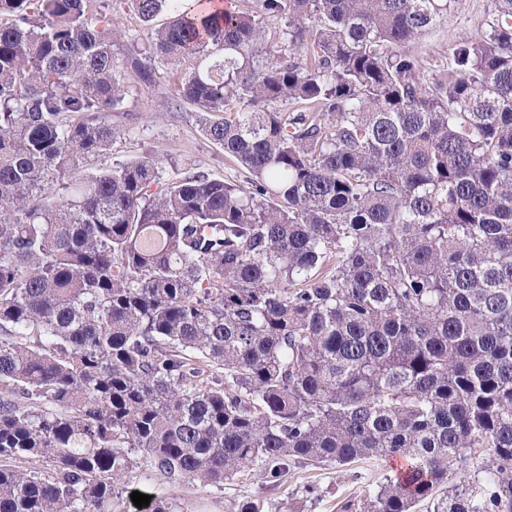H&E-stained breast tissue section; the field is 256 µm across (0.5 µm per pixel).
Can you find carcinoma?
I'll list each match as a JSON object with an SVG mask.
<instances>
[{
    "instance_id": "obj_1",
    "label": "carcinoma",
    "mask_w": 512,
    "mask_h": 512,
    "mask_svg": "<svg viewBox=\"0 0 512 512\" xmlns=\"http://www.w3.org/2000/svg\"><path fill=\"white\" fill-rule=\"evenodd\" d=\"M125 2L245 179L74 182L120 135L112 13L0 0V512L396 456L340 512H512V0L433 63L461 0Z\"/></svg>"
}]
</instances>
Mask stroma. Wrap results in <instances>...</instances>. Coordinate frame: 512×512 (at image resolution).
<instances>
[{
  "label": "stroma",
  "instance_id": "obj_1",
  "mask_svg": "<svg viewBox=\"0 0 512 512\" xmlns=\"http://www.w3.org/2000/svg\"><path fill=\"white\" fill-rule=\"evenodd\" d=\"M494 6V0H461L447 19L419 42V51L437 60L458 41L475 40ZM110 10L116 28L113 50L117 75L126 87L123 106L111 117L120 135L110 150L87 163L79 173L80 178L116 163L153 157L162 161L164 175L169 179L183 177L195 169L220 179H242L239 165L201 134L195 108L186 103L175 104L174 85L180 76V66L160 67L156 83L150 86L142 84L130 67L128 59L133 44L145 42L152 29L168 21V14H158L147 24L127 0H112ZM404 465L401 458L363 464L352 479L338 477L332 467L295 466L287 480L275 489L265 487L250 475L235 477L221 486H202L191 481L174 488L143 467L136 471L132 485L175 496L186 512H239L242 502L247 500L257 502L261 512H284L289 504L293 505V512H337L345 499L368 494L376 483L396 475ZM311 486L316 489L312 495L307 492Z\"/></svg>",
  "mask_w": 512,
  "mask_h": 512
}]
</instances>
